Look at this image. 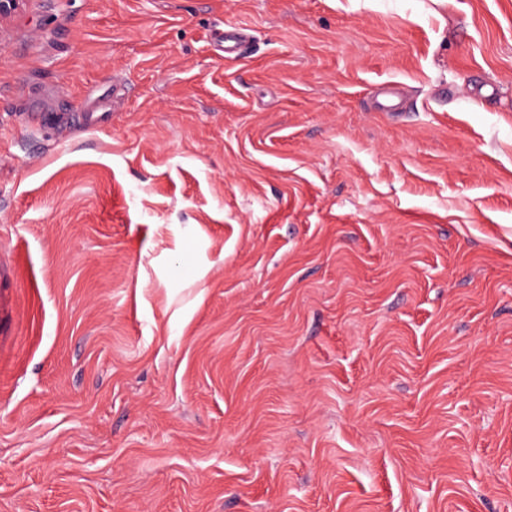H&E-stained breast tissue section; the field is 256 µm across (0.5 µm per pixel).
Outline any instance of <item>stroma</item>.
<instances>
[{"instance_id": "stroma-1", "label": "stroma", "mask_w": 512, "mask_h": 512, "mask_svg": "<svg viewBox=\"0 0 512 512\" xmlns=\"http://www.w3.org/2000/svg\"><path fill=\"white\" fill-rule=\"evenodd\" d=\"M0 512H512V0H30Z\"/></svg>"}]
</instances>
